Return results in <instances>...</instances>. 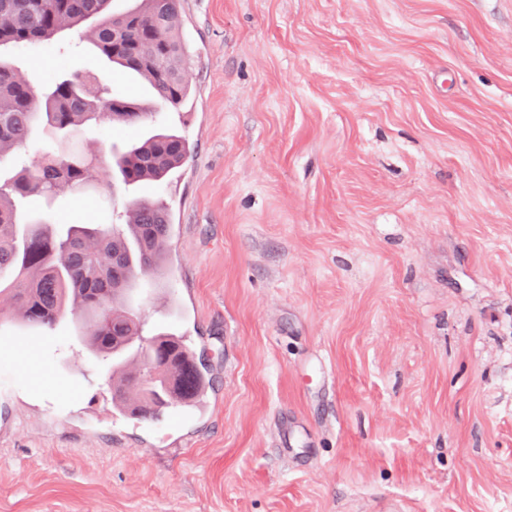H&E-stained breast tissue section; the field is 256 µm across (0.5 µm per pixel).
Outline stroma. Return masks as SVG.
<instances>
[{
    "instance_id": "stroma-1",
    "label": "stroma",
    "mask_w": 512,
    "mask_h": 512,
    "mask_svg": "<svg viewBox=\"0 0 512 512\" xmlns=\"http://www.w3.org/2000/svg\"><path fill=\"white\" fill-rule=\"evenodd\" d=\"M93 29L0 57L144 108L63 153L189 140L166 273L127 302L212 382L127 418L75 308L33 372L78 399L50 414L0 362V512H512V0H182L170 114ZM150 193L114 178L23 217L97 227Z\"/></svg>"
}]
</instances>
